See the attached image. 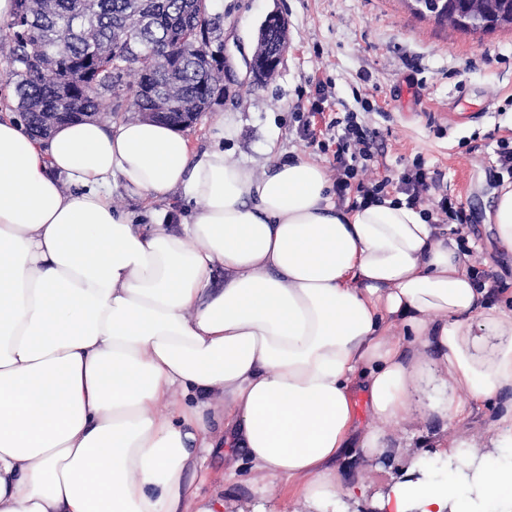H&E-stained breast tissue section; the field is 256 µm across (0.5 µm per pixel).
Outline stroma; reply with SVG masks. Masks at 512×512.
<instances>
[{
  "mask_svg": "<svg viewBox=\"0 0 512 512\" xmlns=\"http://www.w3.org/2000/svg\"><path fill=\"white\" fill-rule=\"evenodd\" d=\"M223 19L236 72L229 97L185 133L197 150L224 132V151L256 172L268 151L280 160L303 154L329 167L332 152L308 146L297 113L310 112L325 86L329 112H353L371 132L378 157L372 171L400 177L413 162L445 175L448 192L469 218L461 235L475 266L498 275L512 294V254L500 251L485 222L494 188L507 174L499 141L512 142V27L466 34L416 15L408 0H211ZM288 21V52L275 76L253 82L248 62L271 12ZM448 390L432 374L415 397L417 412L393 434L391 453L373 459V479L346 497L341 512H374L377 496L406 479L415 457L435 460L448 432L431 409ZM229 512H290L285 497L255 494L245 475L225 490Z\"/></svg>",
  "mask_w": 512,
  "mask_h": 512,
  "instance_id": "stroma-1",
  "label": "stroma"
}]
</instances>
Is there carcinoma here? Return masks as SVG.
<instances>
[{
  "label": "carcinoma",
  "instance_id": "carcinoma-1",
  "mask_svg": "<svg viewBox=\"0 0 512 512\" xmlns=\"http://www.w3.org/2000/svg\"><path fill=\"white\" fill-rule=\"evenodd\" d=\"M5 23L10 39V70L16 111L29 133L47 137L52 127L45 112L62 113L63 121L80 120L103 109L117 113L130 105L136 112H159L161 96L173 102L171 118L180 105L190 112H207L222 82L223 63L212 48L184 46L186 31L207 26L221 35V16L211 14L202 0H41L42 11L31 14L29 0H16ZM464 32H490L486 24L457 0ZM416 14L441 22L444 11L428 0H413ZM138 23L135 52L127 32ZM177 49L162 62L154 49L160 44Z\"/></svg>",
  "mask_w": 512,
  "mask_h": 512
}]
</instances>
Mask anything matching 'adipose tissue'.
<instances>
[{
    "instance_id": "adipose-tissue-1",
    "label": "adipose tissue",
    "mask_w": 512,
    "mask_h": 512,
    "mask_svg": "<svg viewBox=\"0 0 512 512\" xmlns=\"http://www.w3.org/2000/svg\"><path fill=\"white\" fill-rule=\"evenodd\" d=\"M116 181L149 223L113 205ZM178 189L182 224L159 207ZM330 189L305 156L258 174L165 123L42 142L0 119V512H226L192 489L225 446L255 492L331 512L434 369L448 424L497 404L500 453L454 439L446 477L397 483L377 512L512 503V306L422 208ZM486 217L512 254V185Z\"/></svg>"
}]
</instances>
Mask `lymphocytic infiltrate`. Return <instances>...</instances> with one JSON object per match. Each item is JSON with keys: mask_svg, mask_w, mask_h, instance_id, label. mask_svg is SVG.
I'll return each instance as SVG.
<instances>
[{"mask_svg": "<svg viewBox=\"0 0 512 512\" xmlns=\"http://www.w3.org/2000/svg\"><path fill=\"white\" fill-rule=\"evenodd\" d=\"M299 133L309 145L323 151L333 150L331 179L338 200H346L348 194L354 192L362 203H371L393 188L405 195L408 205L415 207L421 203L423 194L428 193L433 200L429 215L436 223L454 220L458 224H465L462 204L443 191V173L427 171L421 163H414L412 169L396 179L385 176L363 180L362 174L367 171L368 163L373 158V142L367 130L359 125L355 113L329 117L320 131L313 128L310 119H303Z\"/></svg>", "mask_w": 512, "mask_h": 512, "instance_id": "lymphocytic-infiltrate-1", "label": "lymphocytic infiltrate"}]
</instances>
